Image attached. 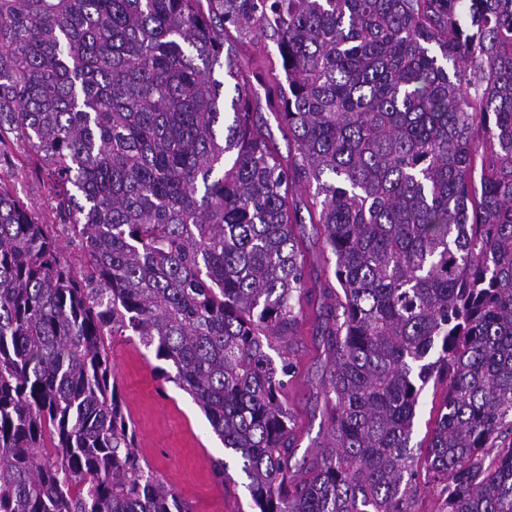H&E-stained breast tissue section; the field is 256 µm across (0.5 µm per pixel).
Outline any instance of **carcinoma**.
Listing matches in <instances>:
<instances>
[{"label": "carcinoma", "mask_w": 512, "mask_h": 512, "mask_svg": "<svg viewBox=\"0 0 512 512\" xmlns=\"http://www.w3.org/2000/svg\"><path fill=\"white\" fill-rule=\"evenodd\" d=\"M262 38L283 76L254 84L226 43ZM9 144L38 156L84 263L0 183V512H188L110 382L127 332L175 369L255 512H414L422 493L512 512V0H0ZM311 187L343 318L316 311L327 436L299 476ZM258 112H262L263 117L267 120L269 132L276 143V146L282 156L287 157L288 152L293 150V140L288 134V129L283 125L280 126L274 116L271 114L270 108L267 106L265 97L262 95L257 105ZM443 397V390L438 386L428 385L419 398V404L416 408V418L414 421V431L411 439V446L422 442L423 446L427 444V434L431 429L433 422L434 409L438 406Z\"/></svg>", "instance_id": "1"}]
</instances>
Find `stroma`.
<instances>
[{
  "label": "stroma",
  "mask_w": 512,
  "mask_h": 512,
  "mask_svg": "<svg viewBox=\"0 0 512 512\" xmlns=\"http://www.w3.org/2000/svg\"><path fill=\"white\" fill-rule=\"evenodd\" d=\"M0 181L14 187L46 223H54V202L34 152L19 146L0 154ZM314 335L315 322L306 318L302 336L291 346L298 370L288 381L286 400L298 426L299 460L314 456L326 435L323 401L317 396L323 365ZM110 350L112 376L140 453L189 512H253L237 465H229L227 478L216 476L214 463L224 458V444L191 396L161 376L154 350L133 335L112 337Z\"/></svg>",
  "instance_id": "35a3bbf8"
}]
</instances>
